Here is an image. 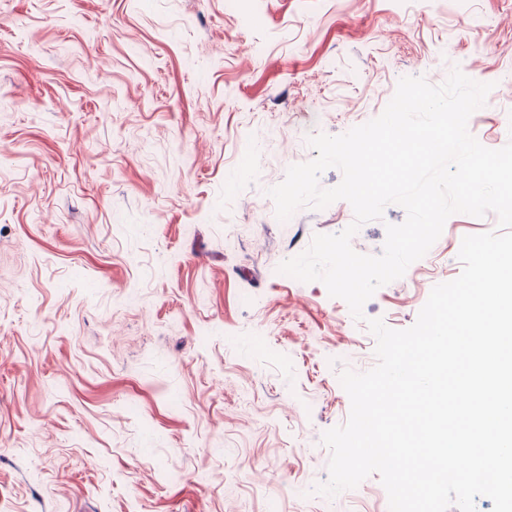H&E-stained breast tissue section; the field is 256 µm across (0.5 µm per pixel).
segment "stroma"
<instances>
[{
    "mask_svg": "<svg viewBox=\"0 0 512 512\" xmlns=\"http://www.w3.org/2000/svg\"><path fill=\"white\" fill-rule=\"evenodd\" d=\"M510 64L512 0H0V512H388L375 474L314 492L339 375L497 217L451 215L358 321L278 271L350 203L283 223L267 191L405 76L492 84L468 127L503 147Z\"/></svg>",
    "mask_w": 512,
    "mask_h": 512,
    "instance_id": "stroma-1",
    "label": "stroma"
}]
</instances>
